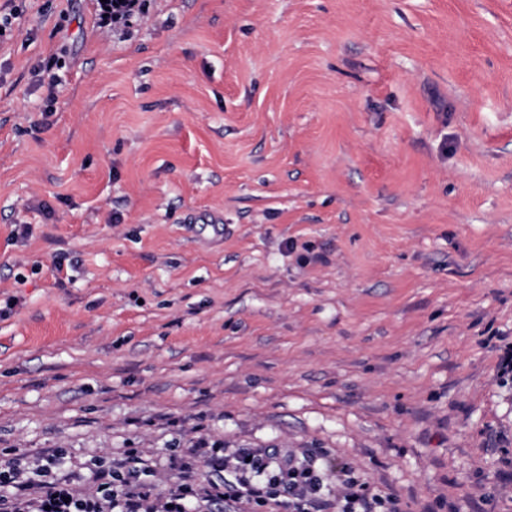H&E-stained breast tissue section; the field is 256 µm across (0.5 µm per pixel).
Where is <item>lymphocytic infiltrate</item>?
I'll list each match as a JSON object with an SVG mask.
<instances>
[{
	"label": "lymphocytic infiltrate",
	"mask_w": 512,
	"mask_h": 512,
	"mask_svg": "<svg viewBox=\"0 0 512 512\" xmlns=\"http://www.w3.org/2000/svg\"><path fill=\"white\" fill-rule=\"evenodd\" d=\"M55 455L45 457L36 479L25 478L12 460L0 463V512H401L393 495L371 492L345 464L320 460L308 448H215L203 461L207 478L188 464L157 492L146 459L127 450L111 465L96 464L85 492L45 478Z\"/></svg>",
	"instance_id": "lymphocytic-infiltrate-1"
}]
</instances>
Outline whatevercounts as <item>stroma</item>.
I'll return each mask as SVG.
<instances>
[{"mask_svg":"<svg viewBox=\"0 0 512 512\" xmlns=\"http://www.w3.org/2000/svg\"><path fill=\"white\" fill-rule=\"evenodd\" d=\"M148 2L0 0V449L512 512V0ZM99 27L105 28L129 26L134 17H141L145 13V0H97Z\"/></svg>","mask_w":512,"mask_h":512,"instance_id":"35a3bbf8","label":"stroma"}]
</instances>
